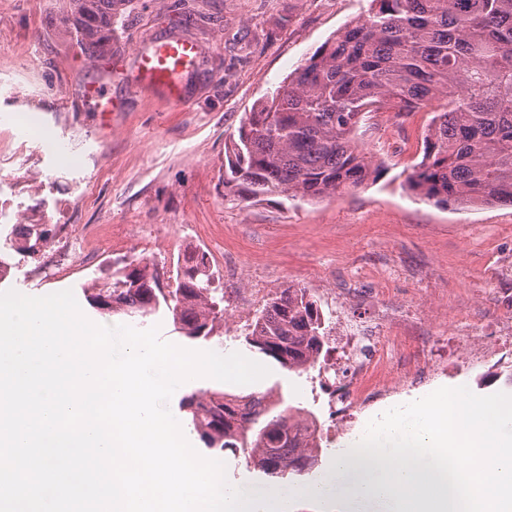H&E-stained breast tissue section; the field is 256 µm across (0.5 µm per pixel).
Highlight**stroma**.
Masks as SVG:
<instances>
[{"mask_svg": "<svg viewBox=\"0 0 512 512\" xmlns=\"http://www.w3.org/2000/svg\"><path fill=\"white\" fill-rule=\"evenodd\" d=\"M130 0L118 6L107 49L118 66L112 94L121 111L101 117L82 98L97 80L63 18L67 0H0V130L27 114L54 131L60 144L82 155L81 166L56 167L30 136L9 168L0 192L11 195L19 224L49 225L47 246L30 254L17 243L0 246V292L28 296L72 290L104 277L110 260L137 257L135 247H112L113 234L155 238L150 260L164 276L187 245L222 242L225 258L254 270L273 288H332L353 296L351 314L370 319L372 308H404L418 319L410 349L416 361L433 354L450 326L490 339L512 316V206H442L408 191L404 181L418 160L427 111L396 124L386 113L369 121L363 141L387 170L376 182L319 200L271 195L259 202L224 194V145L243 112L274 91L327 39L358 18L368 0ZM170 37L196 40L200 61L175 104L132 84L127 75L137 53ZM79 230L91 251L66 277L35 276L60 258L62 225ZM162 340L191 350L249 354L243 338L218 343L190 340L172 320L155 319ZM270 375L247 385L200 379L182 384L169 401L179 422L192 393L224 390L238 395L280 385L288 405L313 407L305 376L270 363ZM465 386L478 395H512V377L482 384L458 364L445 377L417 385L416 394Z\"/></svg>", "mask_w": 512, "mask_h": 512, "instance_id": "35a3bbf8", "label": "stroma"}]
</instances>
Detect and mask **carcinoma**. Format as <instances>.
Wrapping results in <instances>:
<instances>
[{
  "label": "carcinoma",
  "instance_id": "carcinoma-1",
  "mask_svg": "<svg viewBox=\"0 0 512 512\" xmlns=\"http://www.w3.org/2000/svg\"><path fill=\"white\" fill-rule=\"evenodd\" d=\"M69 0L65 22L90 60L105 52L117 2ZM410 191L441 205H512V0H369L354 22L325 41L268 97L244 113L225 149L224 188L241 199L285 195L311 200L377 181L384 161L358 149L366 117L387 112L399 123L432 103ZM34 254L47 240L41 225L17 235ZM97 306L143 319L168 312L190 339L211 338L224 317V291L205 252L178 260L162 287L149 261L115 260L105 281L83 289ZM324 318L304 288L288 285L268 303L250 350L302 373L324 349ZM270 388L241 396L203 391L182 406L205 448L241 452L269 480L313 472L317 458L291 433V406Z\"/></svg>",
  "mask_w": 512,
  "mask_h": 512
}]
</instances>
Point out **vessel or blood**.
<instances>
[{
  "mask_svg": "<svg viewBox=\"0 0 512 512\" xmlns=\"http://www.w3.org/2000/svg\"><path fill=\"white\" fill-rule=\"evenodd\" d=\"M196 43L186 39L156 42L136 56L133 79L138 87L162 93L167 99L179 102L189 73L199 60ZM101 79L83 89V97L93 111H119L121 103L112 95V58L104 55L98 60Z\"/></svg>",
  "mask_w": 512,
  "mask_h": 512,
  "instance_id": "1",
  "label": "vessel or blood"
}]
</instances>
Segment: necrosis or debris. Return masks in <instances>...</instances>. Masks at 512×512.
Here are the masks:
<instances>
[{"instance_id": "1", "label": "necrosis or debris", "mask_w": 512, "mask_h": 512, "mask_svg": "<svg viewBox=\"0 0 512 512\" xmlns=\"http://www.w3.org/2000/svg\"><path fill=\"white\" fill-rule=\"evenodd\" d=\"M215 269L234 304L231 317L224 321V335L233 339L254 328L256 313L269 292L268 284L240 266L228 270L219 263ZM326 306L331 339L338 343L339 351L337 358L319 361L306 375L316 391L314 400L321 416L302 434L305 449L318 452L334 445L337 435L351 430L353 413L380 402H397L400 395L409 392L414 380L405 354V344L414 334L413 325H400L384 334L377 325L355 324L346 301L336 296L327 297ZM498 331L500 341L496 344L466 337L456 342L457 362L474 372L477 380L498 378L512 370L501 352L503 346L512 347V318L501 322Z\"/></svg>"}]
</instances>
